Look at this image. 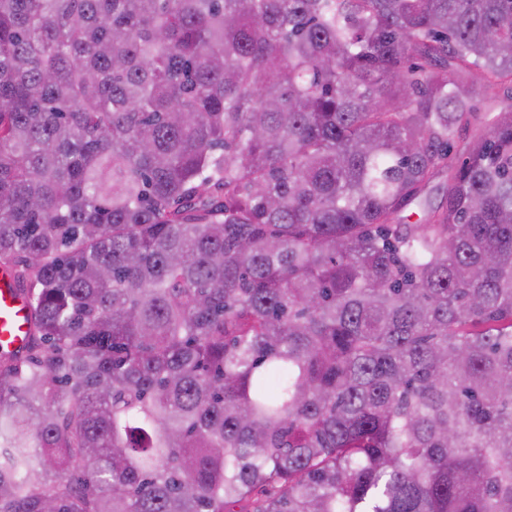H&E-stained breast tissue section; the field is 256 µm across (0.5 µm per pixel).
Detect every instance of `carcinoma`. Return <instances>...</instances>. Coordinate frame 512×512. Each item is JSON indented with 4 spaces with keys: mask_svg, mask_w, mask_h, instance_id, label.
<instances>
[{
    "mask_svg": "<svg viewBox=\"0 0 512 512\" xmlns=\"http://www.w3.org/2000/svg\"><path fill=\"white\" fill-rule=\"evenodd\" d=\"M478 82L512 0H0V512H512ZM10 273L0 271V349L22 347L28 336L29 305L16 289Z\"/></svg>",
    "mask_w": 512,
    "mask_h": 512,
    "instance_id": "1",
    "label": "carcinoma"
}]
</instances>
